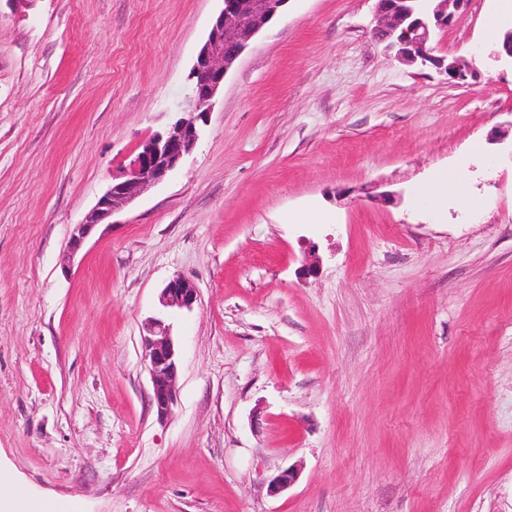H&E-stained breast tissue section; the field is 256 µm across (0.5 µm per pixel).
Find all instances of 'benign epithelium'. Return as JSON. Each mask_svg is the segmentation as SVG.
I'll list each match as a JSON object with an SVG mask.
<instances>
[{
    "label": "benign epithelium",
    "instance_id": "1",
    "mask_svg": "<svg viewBox=\"0 0 512 512\" xmlns=\"http://www.w3.org/2000/svg\"><path fill=\"white\" fill-rule=\"evenodd\" d=\"M287 0H223L207 39L201 45L188 74L186 94L181 108L161 132L149 136L127 165V172L112 182L89 218L72 227L69 237L71 255L82 250L96 227L109 220L119 208L137 200L148 188L162 182L189 156L200 141L213 100L224 85L230 65L240 56L252 38L281 13ZM422 0H376V25L373 35L409 65L433 67L457 82L471 73L470 61L463 57L445 59L434 54L436 32L452 26L456 17L467 11L471 0H434L431 15L418 17ZM415 38L405 40L408 31ZM198 300V289L188 280L176 277L162 289L161 306L189 310ZM143 356L151 378L150 403L158 419L169 416L174 404L179 370L178 349L165 316L147 324ZM298 472L287 467L269 481L270 493L288 489Z\"/></svg>",
    "mask_w": 512,
    "mask_h": 512
}]
</instances>
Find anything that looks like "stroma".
Segmentation results:
<instances>
[{
  "label": "stroma",
  "instance_id": "obj_1",
  "mask_svg": "<svg viewBox=\"0 0 512 512\" xmlns=\"http://www.w3.org/2000/svg\"><path fill=\"white\" fill-rule=\"evenodd\" d=\"M491 2L433 41L474 62L454 86L385 50L376 0H288L192 154L73 257L223 2L0 0V490L23 487L22 512H512V66L484 40ZM451 167L478 207L417 201ZM176 276L199 297L166 314L160 420L142 337Z\"/></svg>",
  "mask_w": 512,
  "mask_h": 512
}]
</instances>
